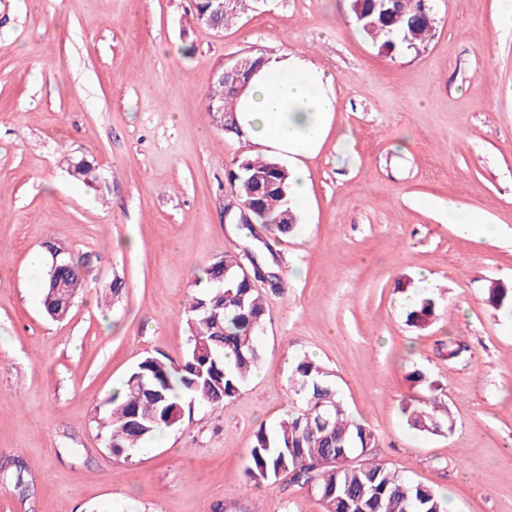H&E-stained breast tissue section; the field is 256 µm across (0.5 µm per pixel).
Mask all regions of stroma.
I'll return each mask as SVG.
<instances>
[{
	"mask_svg": "<svg viewBox=\"0 0 512 512\" xmlns=\"http://www.w3.org/2000/svg\"><path fill=\"white\" fill-rule=\"evenodd\" d=\"M433 6L426 47L389 58L349 0H253L221 33L193 0H0V512H323L288 475L244 473L258 428L295 406L303 355L372 429L377 461L448 512H512V305L486 300L512 287V23H494L498 0ZM253 49L311 60L336 97L296 230L268 248L224 221L255 148L205 112L215 69ZM452 201L499 245L459 235ZM49 242L87 284L61 321L42 305ZM247 248L281 280L258 286L260 367L222 408L193 405L114 456L106 398L143 358H183L192 282ZM427 295L437 315L414 327ZM452 341L469 348L454 363ZM423 398L438 433L402 412Z\"/></svg>",
	"mask_w": 512,
	"mask_h": 512,
	"instance_id": "1",
	"label": "stroma"
}]
</instances>
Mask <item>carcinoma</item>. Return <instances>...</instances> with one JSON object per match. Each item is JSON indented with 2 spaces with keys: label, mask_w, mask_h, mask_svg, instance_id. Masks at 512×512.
<instances>
[{
  "label": "carcinoma",
  "mask_w": 512,
  "mask_h": 512,
  "mask_svg": "<svg viewBox=\"0 0 512 512\" xmlns=\"http://www.w3.org/2000/svg\"><path fill=\"white\" fill-rule=\"evenodd\" d=\"M224 3L226 26L248 8L247 0ZM350 16L378 52L390 58L419 52L436 25L424 0H351ZM207 99L224 102L226 112L236 111L237 100L222 83H212ZM72 174L88 186L96 182L92 165L83 158L72 162ZM288 180L284 166L259 158L242 160L230 177L239 201L252 205L254 222L276 238L290 233L297 221ZM242 265L243 258L226 255L195 280L184 306L188 349L181 361L143 358L107 399L102 429L112 440L113 455L177 427L191 398L217 409L241 394L260 361L258 333L267 317L265 301L249 284ZM78 266L66 258L56 271L76 292L85 288ZM436 307L434 297H423L408 320L422 328L436 315ZM292 388L300 404L274 428L261 427L254 435L245 469L250 479L267 481L286 474L292 483L313 488L324 512H447L433 489L371 457L376 447L372 430L347 414L323 366L306 355L298 358ZM402 412L420 432L441 428L431 401L408 405Z\"/></svg>",
  "instance_id": "cac0c4a2"
}]
</instances>
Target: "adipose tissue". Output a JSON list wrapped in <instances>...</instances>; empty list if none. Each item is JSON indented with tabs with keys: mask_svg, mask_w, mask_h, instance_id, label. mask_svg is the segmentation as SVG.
<instances>
[{
	"mask_svg": "<svg viewBox=\"0 0 512 512\" xmlns=\"http://www.w3.org/2000/svg\"><path fill=\"white\" fill-rule=\"evenodd\" d=\"M333 78L295 54L266 56L237 105L242 138L273 149L290 162V196L305 201L308 171L303 158L321 146L335 98L327 91Z\"/></svg>",
	"mask_w": 512,
	"mask_h": 512,
	"instance_id": "1",
	"label": "adipose tissue"
}]
</instances>
